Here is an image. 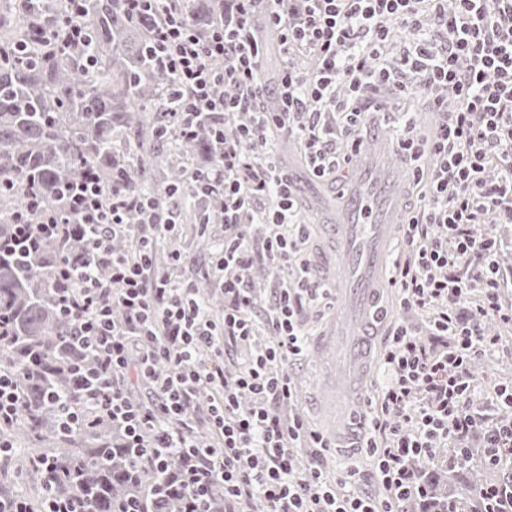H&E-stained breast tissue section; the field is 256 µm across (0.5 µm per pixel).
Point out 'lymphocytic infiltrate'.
<instances>
[{
  "instance_id": "lymphocytic-infiltrate-1",
  "label": "lymphocytic infiltrate",
  "mask_w": 512,
  "mask_h": 512,
  "mask_svg": "<svg viewBox=\"0 0 512 512\" xmlns=\"http://www.w3.org/2000/svg\"><path fill=\"white\" fill-rule=\"evenodd\" d=\"M125 5L155 21L151 37L174 77L167 102L182 140L194 139L202 119L215 127L218 161L200 182L224 194V233L203 274L221 287L224 317L213 318L193 279H172L156 265L155 240L181 232L175 206L127 194L104 203L96 170L86 168L68 207L87 250L52 270L79 353L67 366L80 380L76 400L45 399L60 427L76 430L87 410L110 420L131 451V474L153 469L192 512H211L217 492L224 512H407L411 504L458 512L427 480L440 449L475 444L494 466L512 455V419L487 421L470 374L497 350V327L512 328L500 243L470 230L512 224V0H224L223 24L204 32L177 16L173 0ZM259 19L276 30L284 61L275 112L263 108ZM416 104L435 116L423 138ZM390 112L418 198L392 263L403 317L383 354L380 405L365 441L383 493L364 497L324 478L329 441L292 411L288 369L309 351L302 315L329 290L299 257L308 228L273 142L297 140L311 176L339 185L362 133ZM132 211L141 223H128ZM255 224L266 225L263 240L253 238ZM123 236L134 241L133 255L113 250ZM259 262L280 273L265 299L251 285ZM139 387L146 396L134 397ZM174 459L184 464L177 475L168 472ZM35 464L50 480L41 508L0 494V512H91L84 496L57 491L56 458Z\"/></svg>"
}]
</instances>
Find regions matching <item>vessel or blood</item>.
I'll use <instances>...</instances> for the list:
<instances>
[{
    "instance_id": "vessel-or-blood-1",
    "label": "vessel or blood",
    "mask_w": 512,
    "mask_h": 512,
    "mask_svg": "<svg viewBox=\"0 0 512 512\" xmlns=\"http://www.w3.org/2000/svg\"><path fill=\"white\" fill-rule=\"evenodd\" d=\"M352 178L359 189L345 200L310 197L312 215L325 222L327 246L318 254L326 283L335 288L337 311L312 347L321 411L333 421L328 439L355 446L367 434V418L355 393L377 338L378 269L388 265L406 200L399 183L405 167L382 127L360 141Z\"/></svg>"
}]
</instances>
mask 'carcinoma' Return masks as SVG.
<instances>
[{"instance_id":"cac0c4a2","label":"carcinoma","mask_w":512,"mask_h":512,"mask_svg":"<svg viewBox=\"0 0 512 512\" xmlns=\"http://www.w3.org/2000/svg\"><path fill=\"white\" fill-rule=\"evenodd\" d=\"M66 5L0 0V237L11 234L32 195L40 210L77 223L57 189L79 179L86 165L98 172L108 202L116 189L147 193L161 207L178 197L197 210L193 153L214 160V129L204 123L186 143L172 128L166 102L171 77L147 53L149 25L132 19L123 0H86L81 22L88 42L60 53L56 34ZM180 7L202 31L218 25L224 11L220 0H186ZM221 222V203L213 197L198 223ZM61 254L56 241L27 258L0 253V319L9 320L10 333L0 360L13 366L27 401L5 431L26 457L49 455L69 465L78 478L64 479V487L88 495L94 512H113L161 488L150 472L127 480L125 449L112 447V427L95 415L87 414L79 432L65 434L41 407L43 393L68 396L74 389L65 373L70 324L57 312L51 274ZM468 452L462 461L458 449L451 450L448 470L438 473L464 509L492 477L482 465L483 449Z\"/></svg>"}]
</instances>
